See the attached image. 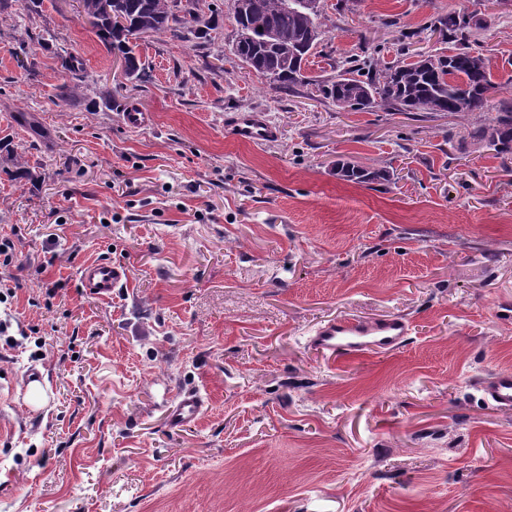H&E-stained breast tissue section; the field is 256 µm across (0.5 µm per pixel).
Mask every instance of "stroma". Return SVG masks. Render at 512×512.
I'll list each match as a JSON object with an SVG mask.
<instances>
[{
	"label": "stroma",
	"mask_w": 512,
	"mask_h": 512,
	"mask_svg": "<svg viewBox=\"0 0 512 512\" xmlns=\"http://www.w3.org/2000/svg\"><path fill=\"white\" fill-rule=\"evenodd\" d=\"M454 11L490 60L481 113L279 90L235 57L228 2L142 38L131 80L81 0H5L0 512H512V411L477 388L512 371V167L469 137L512 98V0H321L306 73L451 53L430 24ZM233 112L278 140L235 141ZM340 159L394 181L339 180ZM107 259L128 281L89 297L79 269ZM340 315L412 334L328 360L309 338ZM189 390L204 409L171 429Z\"/></svg>",
	"instance_id": "1"
}]
</instances>
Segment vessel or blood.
Here are the masks:
<instances>
[{
  "label": "vessel or blood",
  "mask_w": 512,
  "mask_h": 512,
  "mask_svg": "<svg viewBox=\"0 0 512 512\" xmlns=\"http://www.w3.org/2000/svg\"><path fill=\"white\" fill-rule=\"evenodd\" d=\"M228 130L242 143L262 145L279 135L277 126L264 113L237 112L231 117ZM129 277L127 266L111 261H94L80 269V286L94 298L110 296L113 288ZM411 334L410 322L402 317H387L364 321L339 317L324 322L312 333L309 343L323 355L332 359H346L365 352H390L403 346ZM484 399L491 405L512 410V372L500 371L478 383ZM204 406L202 397L195 392L178 394L169 414L171 426L180 428L193 423Z\"/></svg>",
  "instance_id": "b4317fda"
}]
</instances>
